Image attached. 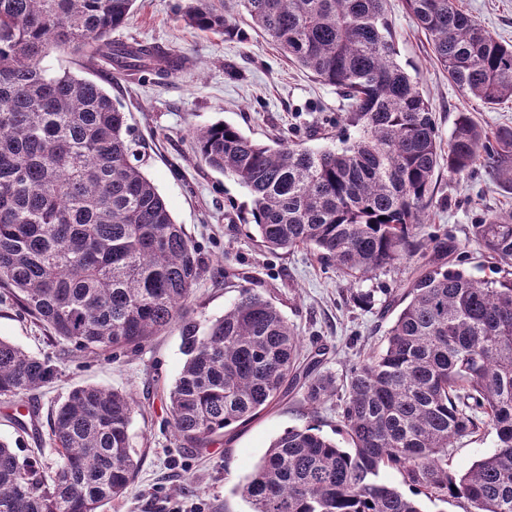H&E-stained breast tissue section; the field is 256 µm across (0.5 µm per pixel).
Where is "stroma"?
Listing matches in <instances>:
<instances>
[{"label":"stroma","mask_w":512,"mask_h":512,"mask_svg":"<svg viewBox=\"0 0 512 512\" xmlns=\"http://www.w3.org/2000/svg\"><path fill=\"white\" fill-rule=\"evenodd\" d=\"M189 2L137 0L126 23L111 34L117 42L144 43L185 56L189 64L183 71L169 76L150 69L119 71L103 63L89 65L84 58L53 47L44 63L58 72L97 80L125 112L139 142L145 175L207 262L193 288L189 318L222 316L237 294L224 283L225 268L247 273L250 287L273 300L297 327L305 347L322 350V371L343 377L359 353L382 346L395 318L388 306L396 289L406 284L413 261L355 280L322 265L306 250L260 248L248 236L247 190L200 162L191 131L223 121L262 143L281 135L315 150L336 148L356 133L346 122L348 102L339 89L322 84L260 37L240 0H210L235 24L232 36L207 34L186 24L181 15ZM460 4L494 37L512 44V0ZM385 9L399 61L428 99L441 140H448L463 113L487 129L512 127V102L489 109L449 82L405 0H387ZM433 185L422 236L467 242L471 226L487 216H512V186L483 166L458 180L449 176L447 165H440ZM495 266L477 245L468 244L462 269L486 279L495 277ZM359 292L370 294V305L353 302V294ZM0 337L50 358L56 367L55 377L41 389L0 398V438L20 455H28L37 440L31 431L13 424L17 409L35 405L48 413L73 388L87 384L122 389L137 398L141 410L134 417L131 436L142 465L126 497L105 506L104 512H249V503L235 488L283 430L314 426L337 443L345 441L336 432L333 402L314 409L293 394L250 422L226 428L210 447L180 449L167 424L165 400L184 361L177 325L139 350L92 356L51 342L43 328L4 299Z\"/></svg>","instance_id":"obj_1"}]
</instances>
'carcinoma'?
Instances as JSON below:
<instances>
[{
  "instance_id": "obj_1",
  "label": "carcinoma",
  "mask_w": 512,
  "mask_h": 512,
  "mask_svg": "<svg viewBox=\"0 0 512 512\" xmlns=\"http://www.w3.org/2000/svg\"><path fill=\"white\" fill-rule=\"evenodd\" d=\"M136 0H0V289L50 339L89 355L137 349L181 324L182 368L166 393L173 436L207 447L288 392L318 405L336 398L350 444L314 427L278 434L238 486L251 512H421L379 480L403 474L430 499L464 512H512V278L479 280L455 268L458 246L433 236L392 302L402 309L384 345L337 382L300 365L297 328L261 292L243 286L224 315L187 319L205 261L136 164L138 141L99 83L43 66L50 46L118 70L180 71L186 59L110 39ZM386 0H241L286 58L342 91L358 139L313 150L254 140L230 124L192 131L200 161L251 197V239L270 251L306 248L354 278L411 258L443 152L448 174L482 162L512 183V128L457 119L448 148L429 101L398 62ZM459 91L486 107L512 100V45L459 0H405ZM203 32L233 35L213 5L184 12ZM471 240L512 264V218L471 225ZM56 368L0 338V397L35 391ZM133 395L74 388L47 417L59 461L47 473L0 439V512H102L134 483L141 456L130 428ZM39 431L37 411L15 418ZM490 427L494 450L463 470L455 440Z\"/></svg>"
}]
</instances>
